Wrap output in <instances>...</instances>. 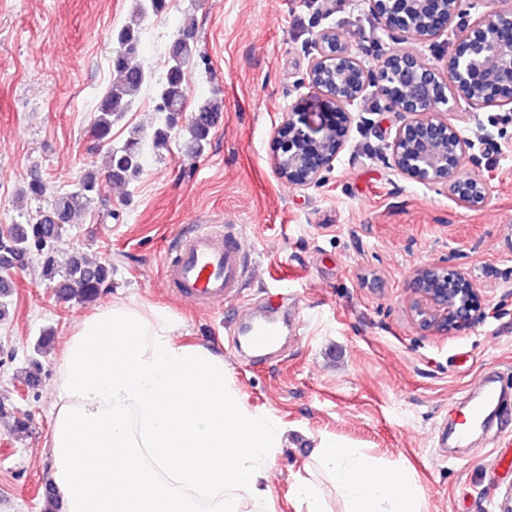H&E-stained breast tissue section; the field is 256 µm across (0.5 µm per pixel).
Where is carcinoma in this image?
<instances>
[{
  "mask_svg": "<svg viewBox=\"0 0 512 512\" xmlns=\"http://www.w3.org/2000/svg\"><path fill=\"white\" fill-rule=\"evenodd\" d=\"M167 6V0H152L150 10L144 9V0H131L130 20L112 33V68L118 80L108 86L93 120V132L99 141L108 143L112 126L125 113L139 103L144 93L153 90L157 110L166 113L165 123L152 135V145L157 151L168 149L173 130L179 127L182 114L187 111L188 75L205 62L198 50L195 27L188 24L171 41L168 49L167 70L164 77L154 81L151 71L140 59V23L148 15L157 16ZM221 102L214 98L196 103L190 119L182 127L185 153L191 157L202 154L209 144L212 129L222 117ZM142 127L129 129L123 144L112 147L108 155V177L131 180L137 177L144 164ZM100 203L101 219L112 217V209L104 195L103 180L97 171L87 169L73 188L56 196L46 211L23 224H10L0 232V268L9 270L25 268L37 262L40 277L49 282L55 296L63 301L88 302L112 284V262H91L75 251L65 268L57 266L56 255L61 241L57 229L71 224L91 207ZM14 283L7 276H0V320L8 313L5 299L13 294Z\"/></svg>",
  "mask_w": 512,
  "mask_h": 512,
  "instance_id": "cac0c4a2",
  "label": "carcinoma"
}]
</instances>
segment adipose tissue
<instances>
[{
	"mask_svg": "<svg viewBox=\"0 0 512 512\" xmlns=\"http://www.w3.org/2000/svg\"><path fill=\"white\" fill-rule=\"evenodd\" d=\"M171 315L99 306L63 344L47 442L64 512H243L271 502L286 431L251 410L223 356L183 342ZM311 458L346 512H423L403 469L333 439Z\"/></svg>",
	"mask_w": 512,
	"mask_h": 512,
	"instance_id": "adipose-tissue-1",
	"label": "adipose tissue"
}]
</instances>
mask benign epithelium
<instances>
[{
	"label": "benign epithelium",
	"mask_w": 512,
	"mask_h": 512,
	"mask_svg": "<svg viewBox=\"0 0 512 512\" xmlns=\"http://www.w3.org/2000/svg\"><path fill=\"white\" fill-rule=\"evenodd\" d=\"M393 40L416 48L392 50L374 69L364 66L338 31L324 29L308 49L303 83L316 91L313 102L295 103L275 131V168L280 178L304 188L320 184L350 141L359 104L373 86L386 108L401 119L386 143L392 169L418 184L441 187L458 206L476 209L490 197V184L466 173L474 143L463 136L457 111L509 107L512 112V0H492L461 23L459 48L441 64L424 62L418 48L448 34L461 17V0H370ZM481 288L464 274L430 262L409 276L406 313L422 334H448L485 318Z\"/></svg>",
	"instance_id": "1"
}]
</instances>
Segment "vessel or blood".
I'll list each match as a JSON object with an SVG mask.
<instances>
[{"label":"vessel or blood","mask_w":512,"mask_h":512,"mask_svg":"<svg viewBox=\"0 0 512 512\" xmlns=\"http://www.w3.org/2000/svg\"><path fill=\"white\" fill-rule=\"evenodd\" d=\"M250 252L234 225L202 224L172 250L164 263V283L172 292L199 307L212 309L239 294L249 275ZM255 348L270 346L277 334L267 318L248 324ZM507 387L501 377L484 375L469 395L470 426L484 429L489 413L498 412L502 426H512L506 405Z\"/></svg>","instance_id":"obj_1"}]
</instances>
